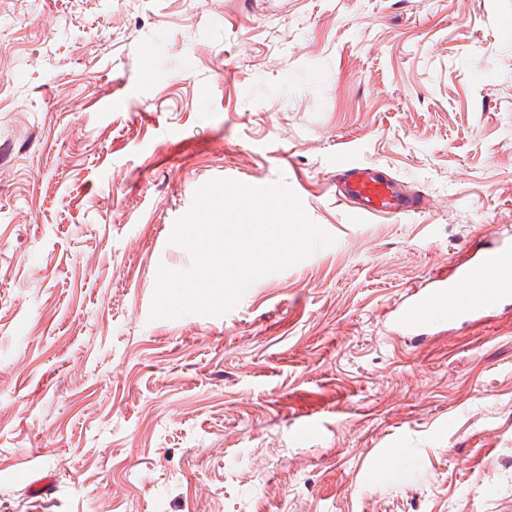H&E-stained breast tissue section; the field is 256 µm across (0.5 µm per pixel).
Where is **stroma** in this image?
<instances>
[{"label": "stroma", "mask_w": 512, "mask_h": 512, "mask_svg": "<svg viewBox=\"0 0 512 512\" xmlns=\"http://www.w3.org/2000/svg\"><path fill=\"white\" fill-rule=\"evenodd\" d=\"M507 20L512 0H0V512H512V308L385 328L512 225ZM342 153L433 208L355 221ZM216 178L284 180L337 242L226 315L151 319Z\"/></svg>", "instance_id": "stroma-1"}]
</instances>
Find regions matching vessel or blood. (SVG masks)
I'll return each mask as SVG.
<instances>
[{
    "label": "vessel or blood",
    "mask_w": 512,
    "mask_h": 512,
    "mask_svg": "<svg viewBox=\"0 0 512 512\" xmlns=\"http://www.w3.org/2000/svg\"><path fill=\"white\" fill-rule=\"evenodd\" d=\"M336 195L352 203L355 218L407 215L428 210L430 198L379 171L370 163L336 160ZM512 299V226L498 224L473 251L466 266L433 274L428 284L410 288L389 312L393 333L423 326L430 307L443 321L476 323L486 312Z\"/></svg>",
    "instance_id": "obj_1"
}]
</instances>
